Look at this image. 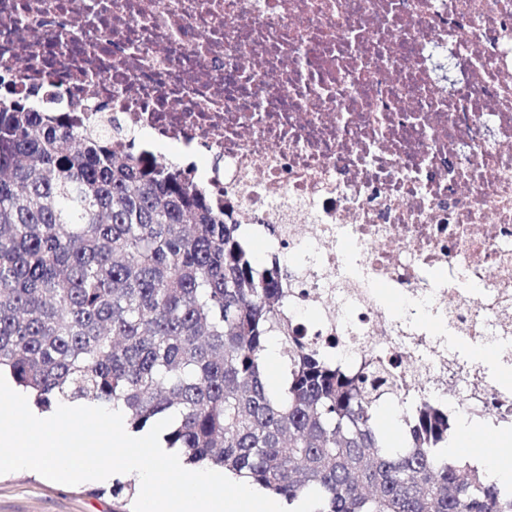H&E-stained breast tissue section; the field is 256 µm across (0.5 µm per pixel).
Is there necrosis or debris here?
I'll list each match as a JSON object with an SVG mask.
<instances>
[{
	"label": "necrosis or debris",
	"mask_w": 512,
	"mask_h": 512,
	"mask_svg": "<svg viewBox=\"0 0 512 512\" xmlns=\"http://www.w3.org/2000/svg\"><path fill=\"white\" fill-rule=\"evenodd\" d=\"M0 74L282 225L341 369L512 415V0H0Z\"/></svg>",
	"instance_id": "necrosis-or-debris-1"
}]
</instances>
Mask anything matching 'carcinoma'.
Returning a JSON list of instances; mask_svg holds the SVG:
<instances>
[{"label": "carcinoma", "instance_id": "obj_1", "mask_svg": "<svg viewBox=\"0 0 512 512\" xmlns=\"http://www.w3.org/2000/svg\"><path fill=\"white\" fill-rule=\"evenodd\" d=\"M108 137L45 123L0 81V374L44 409L119 404L136 431L172 416L184 462L290 501L317 490V512H512V491L441 452V407L411 402L393 449L394 381L336 369L285 317L288 268L257 263L181 170ZM402 410L392 404H388L379 410V420L386 432L387 440L393 447H400L402 442Z\"/></svg>", "mask_w": 512, "mask_h": 512}]
</instances>
